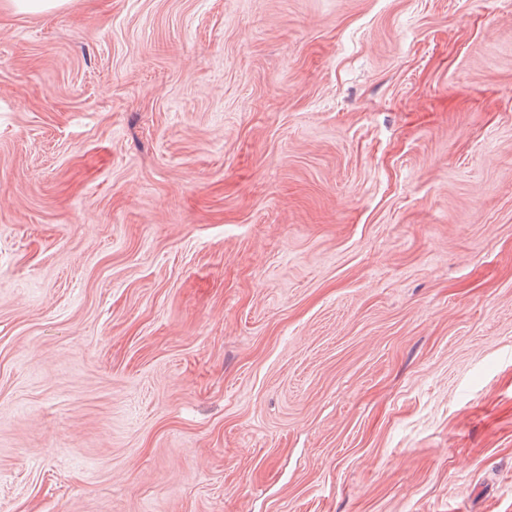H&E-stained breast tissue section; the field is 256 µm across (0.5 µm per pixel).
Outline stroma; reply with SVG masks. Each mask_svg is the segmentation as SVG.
Listing matches in <instances>:
<instances>
[{"instance_id":"stroma-1","label":"stroma","mask_w":512,"mask_h":512,"mask_svg":"<svg viewBox=\"0 0 512 512\" xmlns=\"http://www.w3.org/2000/svg\"><path fill=\"white\" fill-rule=\"evenodd\" d=\"M0 512H512V0L1 11Z\"/></svg>"}]
</instances>
